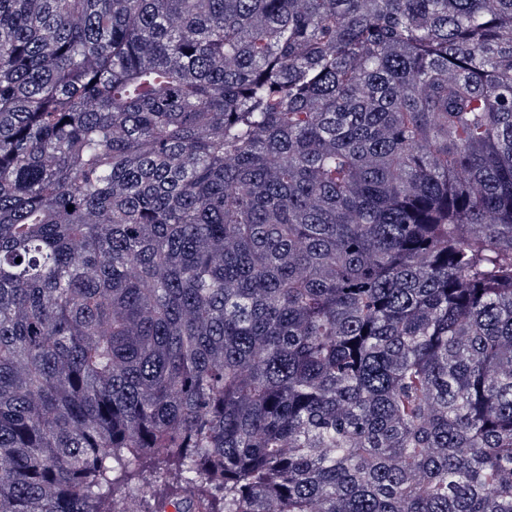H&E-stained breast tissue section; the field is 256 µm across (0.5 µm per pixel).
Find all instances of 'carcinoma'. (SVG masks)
Wrapping results in <instances>:
<instances>
[{
	"instance_id": "carcinoma-1",
	"label": "carcinoma",
	"mask_w": 512,
	"mask_h": 512,
	"mask_svg": "<svg viewBox=\"0 0 512 512\" xmlns=\"http://www.w3.org/2000/svg\"><path fill=\"white\" fill-rule=\"evenodd\" d=\"M169 504L512 512V0H0V512Z\"/></svg>"
}]
</instances>
